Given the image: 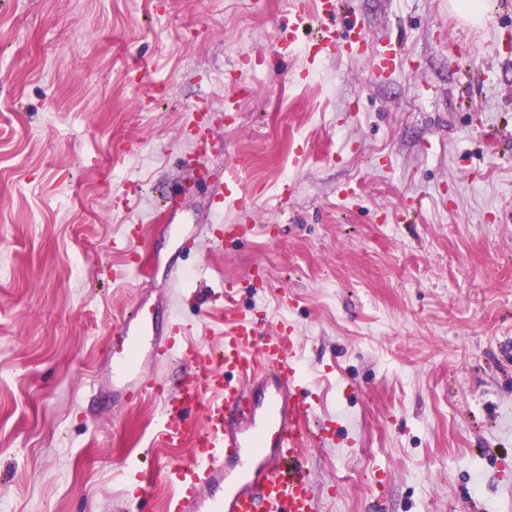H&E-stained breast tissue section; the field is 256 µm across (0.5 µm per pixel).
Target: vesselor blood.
Listing matches in <instances>:
<instances>
[{"label": "vessel or blood", "instance_id": "b4317fda", "mask_svg": "<svg viewBox=\"0 0 512 512\" xmlns=\"http://www.w3.org/2000/svg\"><path fill=\"white\" fill-rule=\"evenodd\" d=\"M224 345L214 353L187 345L189 370L176 389L139 377L127 388L133 404L165 399L154 431L158 448L195 440L199 455L168 467L169 512H317L300 450L315 409L290 332H258L224 292ZM131 320L115 330L114 353L137 357L140 342L158 355L175 348L156 327L134 336Z\"/></svg>", "mask_w": 512, "mask_h": 512}]
</instances>
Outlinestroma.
Listing matches in <instances>:
<instances>
[{"mask_svg": "<svg viewBox=\"0 0 512 512\" xmlns=\"http://www.w3.org/2000/svg\"><path fill=\"white\" fill-rule=\"evenodd\" d=\"M299 10L364 53L276 54ZM175 261L178 343L223 342L227 285L292 326L318 512H512V0H0V512H165L193 446L154 447L112 331ZM491 0H449L448 7L465 22L480 25L491 10Z\"/></svg>", "mask_w": 512, "mask_h": 512, "instance_id": "1", "label": "stroma"}]
</instances>
